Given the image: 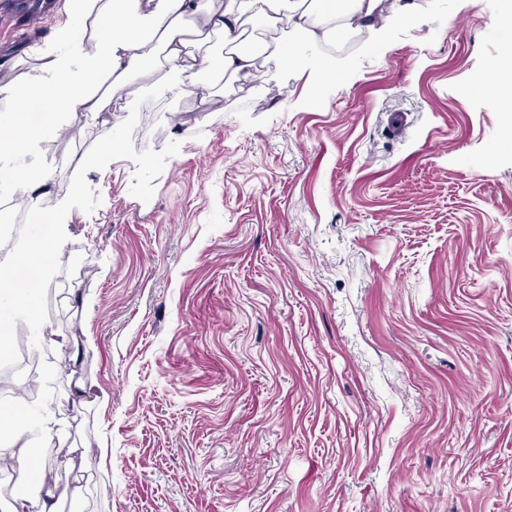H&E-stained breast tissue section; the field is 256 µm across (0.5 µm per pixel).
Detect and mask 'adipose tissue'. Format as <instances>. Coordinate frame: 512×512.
<instances>
[{
    "label": "adipose tissue",
    "mask_w": 512,
    "mask_h": 512,
    "mask_svg": "<svg viewBox=\"0 0 512 512\" xmlns=\"http://www.w3.org/2000/svg\"><path fill=\"white\" fill-rule=\"evenodd\" d=\"M382 0H63L56 21L55 39L69 42V19L81 17L92 31L93 45L79 67L45 46L34 50L32 72L19 74L10 84V111L0 114V154L22 156L60 123H73L87 113L107 111L108 96L96 86L102 75L113 78L112 91H120L126 77L139 71L147 39L157 40L164 60L176 76L169 93L177 99L209 96L211 85L201 79L208 56L200 49L216 33L224 36L221 72L248 79L259 70L258 52L241 50L249 29L272 33L267 47L290 65L294 57L283 32L322 41L339 30H375L391 24L383 15ZM42 104L40 123L29 120L30 100Z\"/></svg>",
    "instance_id": "adipose-tissue-1"
}]
</instances>
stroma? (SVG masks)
Listing matches in <instances>:
<instances>
[{
	"mask_svg": "<svg viewBox=\"0 0 512 512\" xmlns=\"http://www.w3.org/2000/svg\"><path fill=\"white\" fill-rule=\"evenodd\" d=\"M505 6L383 0L349 49L293 37L282 91L148 103L135 150L181 149L146 203L132 160L86 174L29 406L57 445L0 427V512L35 468L60 512H512V140L479 83ZM54 26L0 27V103ZM99 137L26 157L44 204Z\"/></svg>",
	"mask_w": 512,
	"mask_h": 512,
	"instance_id": "35a3bbf8",
	"label": "stroma"
}]
</instances>
